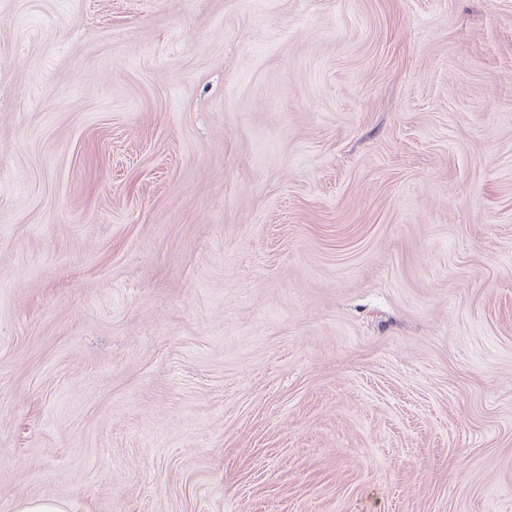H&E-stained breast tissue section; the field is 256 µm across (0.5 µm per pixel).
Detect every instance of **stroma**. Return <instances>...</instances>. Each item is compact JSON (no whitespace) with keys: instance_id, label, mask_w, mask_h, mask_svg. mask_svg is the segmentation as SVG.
Wrapping results in <instances>:
<instances>
[{"instance_id":"obj_1","label":"stroma","mask_w":512,"mask_h":512,"mask_svg":"<svg viewBox=\"0 0 512 512\" xmlns=\"http://www.w3.org/2000/svg\"><path fill=\"white\" fill-rule=\"evenodd\" d=\"M512 512V0H0V512Z\"/></svg>"}]
</instances>
